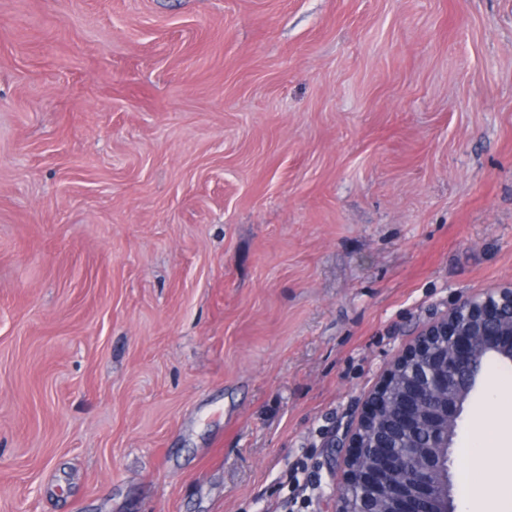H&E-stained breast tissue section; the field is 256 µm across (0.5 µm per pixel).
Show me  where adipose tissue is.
<instances>
[{
	"label": "adipose tissue",
	"mask_w": 512,
	"mask_h": 512,
	"mask_svg": "<svg viewBox=\"0 0 512 512\" xmlns=\"http://www.w3.org/2000/svg\"><path fill=\"white\" fill-rule=\"evenodd\" d=\"M488 434L495 449L494 457L467 450L461 473L470 482L466 495V512H503L504 503L512 498V411L496 412L479 425ZM497 467L496 480L486 478L489 467Z\"/></svg>",
	"instance_id": "ef3b65f1"
}]
</instances>
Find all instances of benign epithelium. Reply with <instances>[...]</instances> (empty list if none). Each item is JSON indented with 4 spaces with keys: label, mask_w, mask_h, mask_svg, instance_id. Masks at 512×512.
Returning <instances> with one entry per match:
<instances>
[{
    "label": "benign epithelium",
    "mask_w": 512,
    "mask_h": 512,
    "mask_svg": "<svg viewBox=\"0 0 512 512\" xmlns=\"http://www.w3.org/2000/svg\"><path fill=\"white\" fill-rule=\"evenodd\" d=\"M512 282L479 293L430 321L412 344L395 358L381 386L369 397L367 409L354 429L331 441L347 448L344 474L328 500L334 512H343L346 489L359 486L367 492L383 491L393 512H456L449 471L450 452L464 404L481 384L478 361L495 358L512 362ZM415 361L427 363L421 383L398 397V427L406 435L429 430L428 444L405 449L406 457H425L420 469L406 468L398 482L386 476L401 466L396 449L369 440L365 429L378 423L383 399L392 389L398 369Z\"/></svg>",
    "instance_id": "benign-epithelium-1"
}]
</instances>
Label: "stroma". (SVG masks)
Returning <instances> with one entry per match:
<instances>
[{"label":"stroma","instance_id":"1","mask_svg":"<svg viewBox=\"0 0 512 512\" xmlns=\"http://www.w3.org/2000/svg\"><path fill=\"white\" fill-rule=\"evenodd\" d=\"M509 281L512 0H0V512H326Z\"/></svg>","mask_w":512,"mask_h":512}]
</instances>
